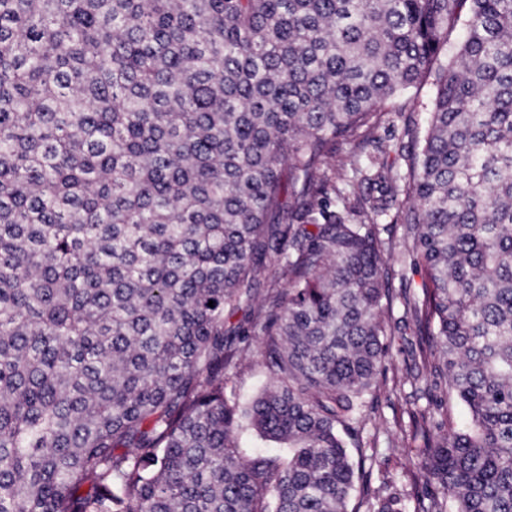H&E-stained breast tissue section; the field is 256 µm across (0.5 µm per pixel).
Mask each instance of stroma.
<instances>
[{"label":"stroma","mask_w":512,"mask_h":512,"mask_svg":"<svg viewBox=\"0 0 512 512\" xmlns=\"http://www.w3.org/2000/svg\"><path fill=\"white\" fill-rule=\"evenodd\" d=\"M435 93L433 80L426 82L408 95L387 101L379 108V120L371 129L372 139L387 145L383 160L392 173L406 170L405 147L413 140L423 139L426 118ZM227 326L248 329L245 339L248 357L240 366L225 373L229 391L235 393L241 403H248L269 384L268 371L263 362L264 336L262 317L258 304L252 303L225 317ZM391 355L393 360L387 371L379 375L373 398V412L364 429L346 442L350 453L364 451L368 460L365 470L368 478L357 482L350 508H357L364 493H371L383 486L402 490L408 498L424 494L423 485L414 484L410 469L417 460L420 444L411 435L410 411L428 407L425 396L414 386L401 381L407 368L412 367L419 353L421 335L412 315L395 307L391 319Z\"/></svg>","instance_id":"obj_1"}]
</instances>
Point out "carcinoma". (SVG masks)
Segmentation results:
<instances>
[{"label": "carcinoma", "instance_id": "carcinoma-1", "mask_svg": "<svg viewBox=\"0 0 512 512\" xmlns=\"http://www.w3.org/2000/svg\"><path fill=\"white\" fill-rule=\"evenodd\" d=\"M459 27L407 172L380 145L314 202ZM392 211L419 295L387 288ZM271 258V383L243 407L224 316ZM397 300L410 383L431 396L440 352L469 422L413 413L440 493L364 512H512V0H0V512H350L367 456L341 432ZM245 424L287 455L241 457Z\"/></svg>", "mask_w": 512, "mask_h": 512}]
</instances>
